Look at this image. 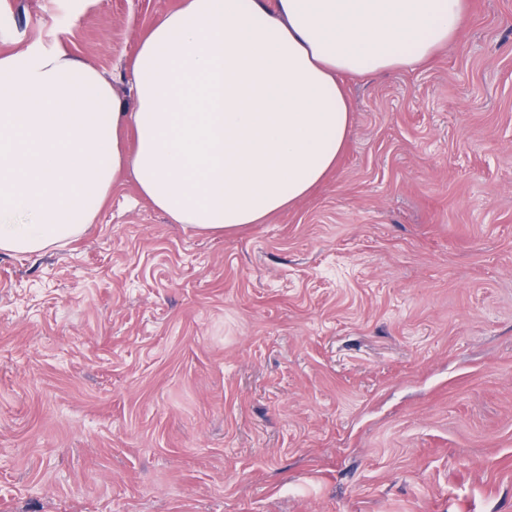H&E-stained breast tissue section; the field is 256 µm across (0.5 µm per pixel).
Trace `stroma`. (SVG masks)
Listing matches in <instances>:
<instances>
[{"label": "stroma", "mask_w": 512, "mask_h": 512, "mask_svg": "<svg viewBox=\"0 0 512 512\" xmlns=\"http://www.w3.org/2000/svg\"><path fill=\"white\" fill-rule=\"evenodd\" d=\"M345 77L309 196L221 236L116 185L0 254V512H512V0ZM174 0H0V51L117 93Z\"/></svg>", "instance_id": "stroma-1"}]
</instances>
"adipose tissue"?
I'll return each instance as SVG.
<instances>
[{
  "mask_svg": "<svg viewBox=\"0 0 512 512\" xmlns=\"http://www.w3.org/2000/svg\"><path fill=\"white\" fill-rule=\"evenodd\" d=\"M466 24L465 0H177L126 101L65 49L0 54V252L79 238L126 173L183 230L265 223L335 170L343 76L420 65Z\"/></svg>",
  "mask_w": 512,
  "mask_h": 512,
  "instance_id": "adipose-tissue-1",
  "label": "adipose tissue"
}]
</instances>
